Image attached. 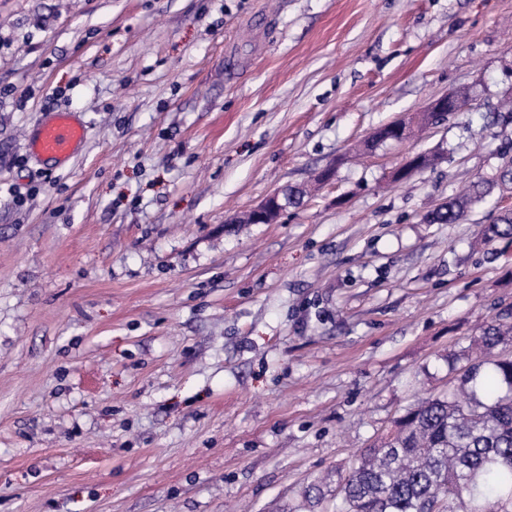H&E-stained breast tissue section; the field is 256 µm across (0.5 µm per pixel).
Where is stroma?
Masks as SVG:
<instances>
[{"label":"stroma","mask_w":512,"mask_h":512,"mask_svg":"<svg viewBox=\"0 0 512 512\" xmlns=\"http://www.w3.org/2000/svg\"><path fill=\"white\" fill-rule=\"evenodd\" d=\"M505 101L512 0H0V512H336L512 311L482 234L512 188L428 219L497 177ZM63 109L88 141L57 168L27 144ZM286 184L300 207L227 230ZM463 108L459 106L454 92H448L433 99L423 110L420 119L432 124L442 116L447 117L449 112H461ZM407 124L403 119L392 121L375 129L368 138V142L377 146L386 140L401 142L407 138ZM499 181L493 180H481L473 183L466 193L463 195L451 198L445 206L439 211H443L437 218L436 221L444 224H456L464 220L468 210L479 203L485 201L486 197L489 196L494 186L506 185L512 183V159L506 162L501 174ZM438 211V212H439ZM437 212V213H438Z\"/></svg>","instance_id":"1"}]
</instances>
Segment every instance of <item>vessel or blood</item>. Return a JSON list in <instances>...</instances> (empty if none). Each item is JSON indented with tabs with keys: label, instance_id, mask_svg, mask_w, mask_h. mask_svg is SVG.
I'll return each mask as SVG.
<instances>
[{
	"label": "vessel or blood",
	"instance_id": "vessel-or-blood-1",
	"mask_svg": "<svg viewBox=\"0 0 512 512\" xmlns=\"http://www.w3.org/2000/svg\"><path fill=\"white\" fill-rule=\"evenodd\" d=\"M86 140V126L80 117L74 112L60 110L47 114L37 123L28 149L39 160L63 165L84 149Z\"/></svg>",
	"mask_w": 512,
	"mask_h": 512
}]
</instances>
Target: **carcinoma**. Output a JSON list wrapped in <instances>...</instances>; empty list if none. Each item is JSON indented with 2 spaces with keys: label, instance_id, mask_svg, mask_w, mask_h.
Listing matches in <instances>:
<instances>
[{
  "label": "carcinoma",
  "instance_id": "carcinoma-1",
  "mask_svg": "<svg viewBox=\"0 0 512 512\" xmlns=\"http://www.w3.org/2000/svg\"><path fill=\"white\" fill-rule=\"evenodd\" d=\"M499 183H512V159L499 181L473 183L436 221L464 220ZM483 233L512 238V211ZM511 341V316L486 325L476 342L487 357L466 363L448 395L409 406L360 452L339 483L340 512H512V355L496 352Z\"/></svg>",
  "mask_w": 512,
  "mask_h": 512
}]
</instances>
